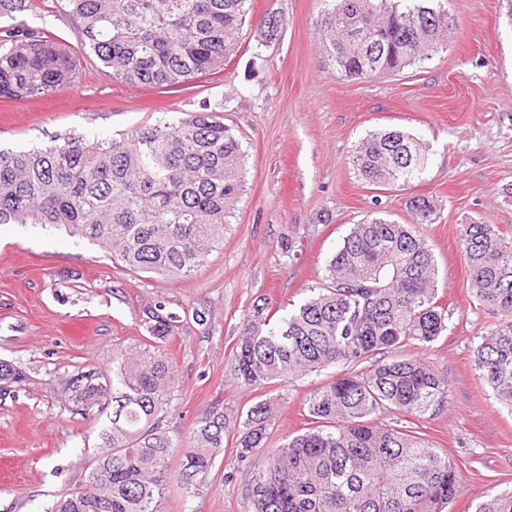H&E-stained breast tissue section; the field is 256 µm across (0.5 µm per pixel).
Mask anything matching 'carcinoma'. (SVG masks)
<instances>
[{
  "mask_svg": "<svg viewBox=\"0 0 512 512\" xmlns=\"http://www.w3.org/2000/svg\"><path fill=\"white\" fill-rule=\"evenodd\" d=\"M251 0H52L74 22L81 48L112 80L140 87L183 85L224 69ZM323 46L336 72L370 78L432 58L447 42L448 0H320ZM33 0H0L14 20ZM285 23L269 12L265 39ZM70 48L22 24L0 26V97L20 99L76 82ZM242 136L219 108L202 105L136 130L89 139L69 130L28 150L0 148V224H44L87 239L136 273L189 276L224 243L243 188ZM428 152L401 130L369 135L353 164L372 185L406 186ZM416 222L372 217L353 225L301 303L276 314L252 305L230 376L246 389L341 372L306 397L307 428L250 464L244 512H445L463 481L454 461L420 433L387 425L395 410L416 419L448 407V377L424 351L447 330L436 263L417 229L434 205L411 201ZM459 244L478 309L496 318L474 349L478 377L512 412V234L495 224H461ZM149 336L112 349V376L79 368L62 381L72 414L112 409L85 485L47 512H164L174 449L183 447L180 489L204 478L224 448V405L193 422L183 444L165 427L179 387L166 345L180 316L158 303ZM416 346L420 355L405 349ZM383 358L363 370L375 355ZM26 381L0 361V400ZM254 403L239 422L243 458L263 447L273 403ZM475 512H512V490L486 495Z\"/></svg>",
  "mask_w": 512,
  "mask_h": 512,
  "instance_id": "1",
  "label": "carcinoma"
}]
</instances>
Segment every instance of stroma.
I'll list each match as a JSON object with an SVG mask.
<instances>
[{
    "label": "stroma",
    "instance_id": "35a3bbf8",
    "mask_svg": "<svg viewBox=\"0 0 512 512\" xmlns=\"http://www.w3.org/2000/svg\"><path fill=\"white\" fill-rule=\"evenodd\" d=\"M20 15L28 29L78 47L72 21L49 0ZM448 48L396 76L354 79L336 73L322 46L319 0H253L223 71L178 87L113 81L80 55L81 77L61 92L0 99V147L24 150L74 130L88 138L129 132L165 112L222 104L224 121L245 135L244 191L224 243L188 277H140L95 244L35 224H0V359L27 382L0 401V512H47L82 485L107 416L72 415L60 382L76 367L112 369V348L135 347L143 321L165 303L182 322L167 345L179 376L166 425L182 438L223 402L224 449L190 493L178 465L165 512H243L248 464L237 447L241 413L261 391L237 387L231 350L252 303L302 302L353 224L366 217L412 222L410 203L428 198L435 221L420 225L438 267L448 328L429 355L448 376L447 411L415 428L454 460L463 489L447 512H475L483 496L512 487V413L474 369L477 336L492 325L477 310L457 237L459 225L512 230V22L504 0H448ZM284 15L275 40L258 20ZM400 129L429 147L428 164L404 188L363 181L351 156L368 134ZM325 375L290 379L265 448L305 428L303 402Z\"/></svg>",
    "mask_w": 512,
    "mask_h": 512
}]
</instances>
